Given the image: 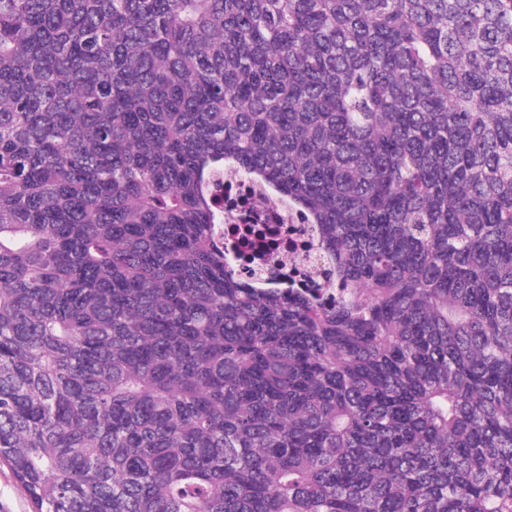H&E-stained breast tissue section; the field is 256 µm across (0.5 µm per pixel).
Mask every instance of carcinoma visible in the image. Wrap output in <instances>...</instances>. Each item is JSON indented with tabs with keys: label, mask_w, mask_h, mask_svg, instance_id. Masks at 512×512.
<instances>
[{
	"label": "carcinoma",
	"mask_w": 512,
	"mask_h": 512,
	"mask_svg": "<svg viewBox=\"0 0 512 512\" xmlns=\"http://www.w3.org/2000/svg\"><path fill=\"white\" fill-rule=\"evenodd\" d=\"M227 161L333 298L230 265ZM0 460L35 512H512V0H0Z\"/></svg>",
	"instance_id": "obj_1"
}]
</instances>
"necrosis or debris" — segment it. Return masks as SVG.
Here are the masks:
<instances>
[{
    "mask_svg": "<svg viewBox=\"0 0 512 512\" xmlns=\"http://www.w3.org/2000/svg\"><path fill=\"white\" fill-rule=\"evenodd\" d=\"M224 251L250 256L261 288H323L321 246L312 225L278 190L261 186L231 164L224 167Z\"/></svg>",
    "mask_w": 512,
    "mask_h": 512,
    "instance_id": "4bbe7bcc",
    "label": "necrosis or debris"
}]
</instances>
